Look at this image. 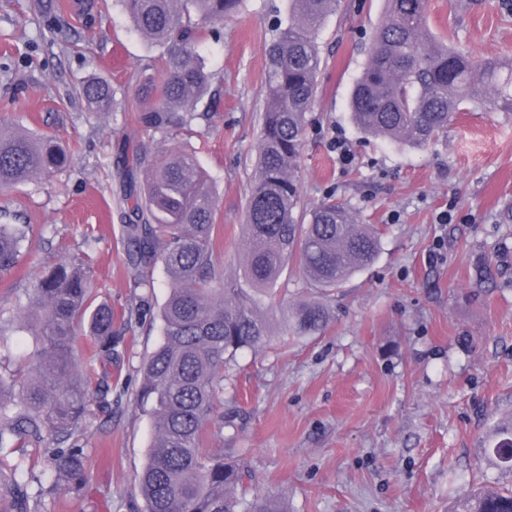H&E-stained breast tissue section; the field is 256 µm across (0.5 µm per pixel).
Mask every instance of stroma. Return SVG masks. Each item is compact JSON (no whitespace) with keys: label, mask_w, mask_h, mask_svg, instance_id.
Wrapping results in <instances>:
<instances>
[{"label":"stroma","mask_w":512,"mask_h":512,"mask_svg":"<svg viewBox=\"0 0 512 512\" xmlns=\"http://www.w3.org/2000/svg\"><path fill=\"white\" fill-rule=\"evenodd\" d=\"M0 0V125L60 141L64 167L0 194L32 230L20 265L0 277V375L27 369L31 339L12 326L34 281L73 254L88 255L97 301L116 315L141 310L112 357V410L79 433L92 488L48 496L43 512H142L138 475L153 441L136 400L143 365L160 341L168 297L163 266L138 286L121 210L126 146L148 154L194 150L220 196L215 256L243 279L239 242L265 99L264 66L275 20L289 0H244L200 47L213 73L198 120L165 138L140 129L135 73L158 50L115 0ZM386 0H341L319 34L322 65L307 115L298 179L306 207L350 203L381 239L376 260L344 282L317 334L294 338L287 308L313 298L286 267L271 346L238 353L224 369V430L206 431L217 454L246 449V495L287 498L289 512H448L480 482L512 485L481 449L512 416V112L468 108L448 132L414 147L360 132L350 95ZM427 24L478 58H512V0H429ZM117 89L113 112L88 108L83 81ZM347 141L340 163L334 139Z\"/></svg>","instance_id":"1"}]
</instances>
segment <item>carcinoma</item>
Returning <instances> with one entry per match:
<instances>
[{
    "mask_svg": "<svg viewBox=\"0 0 512 512\" xmlns=\"http://www.w3.org/2000/svg\"><path fill=\"white\" fill-rule=\"evenodd\" d=\"M134 28L159 48L158 85L138 72V126L170 134L198 118L196 104L210 92L213 74L197 52L200 25L219 23L241 11L242 0H119ZM337 0H290L288 23L271 27L265 69L266 97L258 140L257 175L246 207L245 288L225 280L214 262L215 215L219 199L195 152L162 156L138 150L124 156V201L130 265L137 284L153 287L160 262L169 295L160 311L162 338L143 369L137 400L153 427L148 461L138 477L143 512H288L276 496L240 492L252 475L244 451L214 456L202 448L211 425L224 429V365L238 352L263 351L271 340L262 313L276 304L275 285L294 264L319 298L291 313L299 335L322 331L329 321L326 299L357 270L370 265L380 240L358 223L354 208L330 196L301 215L297 159L317 90L321 66L318 34ZM368 58L351 97L356 125L394 141L425 146L448 131L467 104L512 112V63L477 59L448 47L427 31L428 0H387ZM88 106L114 110L112 84L90 78L82 86ZM62 149L51 139L0 128V189L22 185L61 169ZM29 225L0 223V275L16 266ZM27 314L36 365L27 379L0 375V512H41V496H82L90 475L75 432L107 410L112 388L116 334L109 304L93 305L85 260L57 263L29 295ZM83 326L104 368L92 378L75 360L73 337ZM31 448H42L54 478L38 494L28 466ZM492 463L512 475V422L495 429ZM455 512H512V487L488 482L464 495Z\"/></svg>",
    "mask_w": 512,
    "mask_h": 512,
    "instance_id": "1",
    "label": "carcinoma"
}]
</instances>
